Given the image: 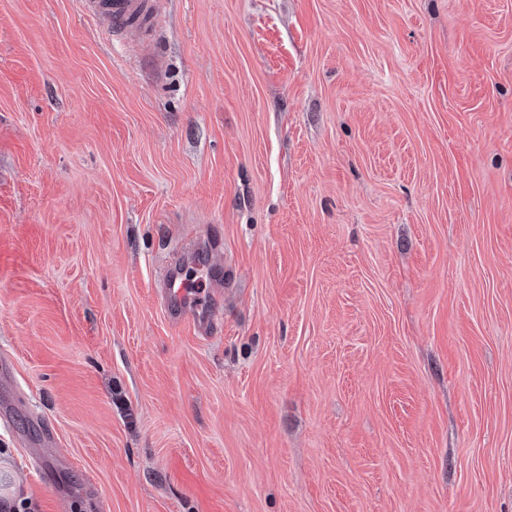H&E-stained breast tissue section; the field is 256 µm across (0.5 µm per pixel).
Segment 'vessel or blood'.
<instances>
[{
  "instance_id": "b4317fda",
  "label": "vessel or blood",
  "mask_w": 512,
  "mask_h": 512,
  "mask_svg": "<svg viewBox=\"0 0 512 512\" xmlns=\"http://www.w3.org/2000/svg\"><path fill=\"white\" fill-rule=\"evenodd\" d=\"M83 5L91 16L106 24L112 37L131 42L152 32L164 0H83ZM162 298L172 323H182L200 305L206 308L204 315L198 317L200 325H207L213 317L210 297L193 300L183 280L177 277L167 280Z\"/></svg>"
}]
</instances>
